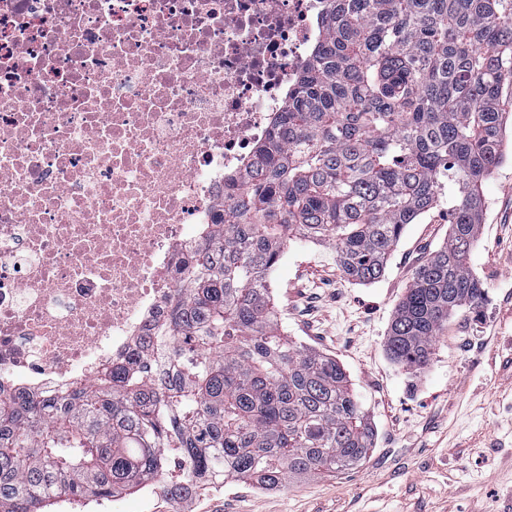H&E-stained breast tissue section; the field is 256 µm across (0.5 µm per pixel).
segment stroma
<instances>
[{
	"instance_id": "1",
	"label": "stroma",
	"mask_w": 512,
	"mask_h": 512,
	"mask_svg": "<svg viewBox=\"0 0 512 512\" xmlns=\"http://www.w3.org/2000/svg\"><path fill=\"white\" fill-rule=\"evenodd\" d=\"M499 104L507 159L483 187L471 253L487 300L449 322L423 372L393 362L386 341L417 266L448 238L447 206L407 225L375 283L348 281L335 251L308 241L285 250L271 276L284 331L335 358L367 412L365 463L271 491L232 481L179 502L157 488L127 491L126 512H512V83Z\"/></svg>"
}]
</instances>
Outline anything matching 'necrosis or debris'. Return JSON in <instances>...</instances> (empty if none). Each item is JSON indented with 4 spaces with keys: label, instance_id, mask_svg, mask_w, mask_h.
Segmentation results:
<instances>
[{
    "label": "necrosis or debris",
    "instance_id": "4bbe7bcc",
    "mask_svg": "<svg viewBox=\"0 0 512 512\" xmlns=\"http://www.w3.org/2000/svg\"><path fill=\"white\" fill-rule=\"evenodd\" d=\"M326 0H0V392L129 359Z\"/></svg>",
    "mask_w": 512,
    "mask_h": 512
}]
</instances>
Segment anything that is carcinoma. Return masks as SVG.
<instances>
[{
  "label": "carcinoma",
  "instance_id": "cac0c4a2",
  "mask_svg": "<svg viewBox=\"0 0 512 512\" xmlns=\"http://www.w3.org/2000/svg\"><path fill=\"white\" fill-rule=\"evenodd\" d=\"M326 35L273 134L176 259L154 343L60 396L0 394V512H47L162 485L173 499L245 480L276 489L363 463L374 429L335 359L282 330L269 277L304 239L378 281L448 183V240L416 269L386 351L421 371L485 289L470 266L482 185L506 160L512 0H327ZM186 468L173 475L166 458Z\"/></svg>",
  "mask_w": 512,
  "mask_h": 512
}]
</instances>
